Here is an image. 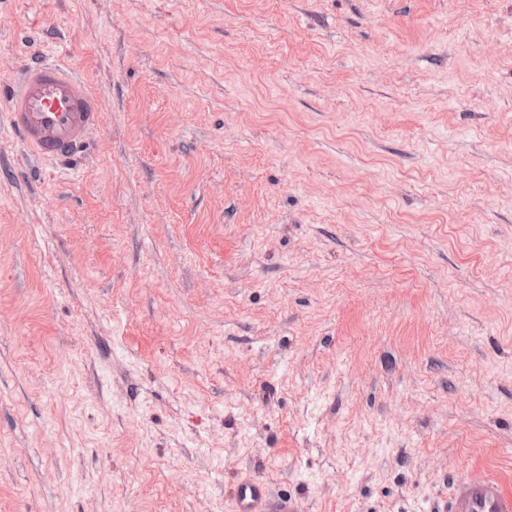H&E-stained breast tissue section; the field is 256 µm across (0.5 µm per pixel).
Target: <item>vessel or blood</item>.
<instances>
[{"mask_svg":"<svg viewBox=\"0 0 512 512\" xmlns=\"http://www.w3.org/2000/svg\"><path fill=\"white\" fill-rule=\"evenodd\" d=\"M11 129L31 155L61 160L84 147L100 127L103 107L67 65L43 61L25 66L6 96ZM234 512H296L260 482L241 479L232 490ZM448 512H512V495L493 476L453 481Z\"/></svg>","mask_w":512,"mask_h":512,"instance_id":"obj_1","label":"vessel or blood"}]
</instances>
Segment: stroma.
<instances>
[{
    "label": "stroma",
    "instance_id": "stroma-1",
    "mask_svg": "<svg viewBox=\"0 0 512 512\" xmlns=\"http://www.w3.org/2000/svg\"><path fill=\"white\" fill-rule=\"evenodd\" d=\"M0 512L512 491V0H0ZM11 129L31 155L61 160L87 143L100 127L103 107L67 65H26L6 96ZM235 512H296L288 499L273 497L268 487L250 479L238 480L232 490Z\"/></svg>",
    "mask_w": 512,
    "mask_h": 512
}]
</instances>
